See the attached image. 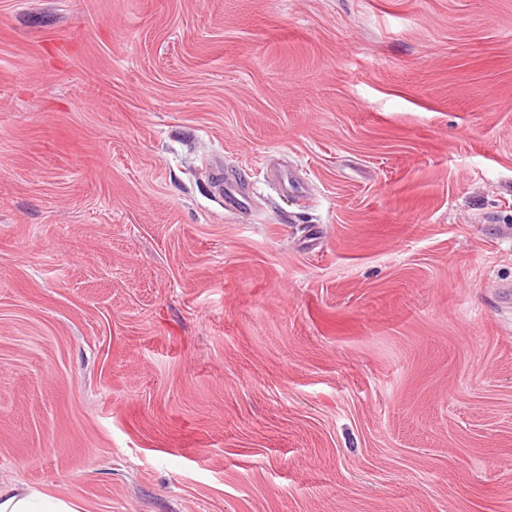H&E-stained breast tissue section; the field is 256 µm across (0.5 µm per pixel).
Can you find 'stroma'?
Here are the masks:
<instances>
[{"label": "stroma", "instance_id": "obj_1", "mask_svg": "<svg viewBox=\"0 0 512 512\" xmlns=\"http://www.w3.org/2000/svg\"><path fill=\"white\" fill-rule=\"evenodd\" d=\"M504 283L512 0H0L1 488L512 512ZM215 178L212 176V182L216 193L224 199V209L235 214H247L249 206L247 204V193L245 191V181L240 176L223 177V170L215 168Z\"/></svg>", "mask_w": 512, "mask_h": 512}]
</instances>
